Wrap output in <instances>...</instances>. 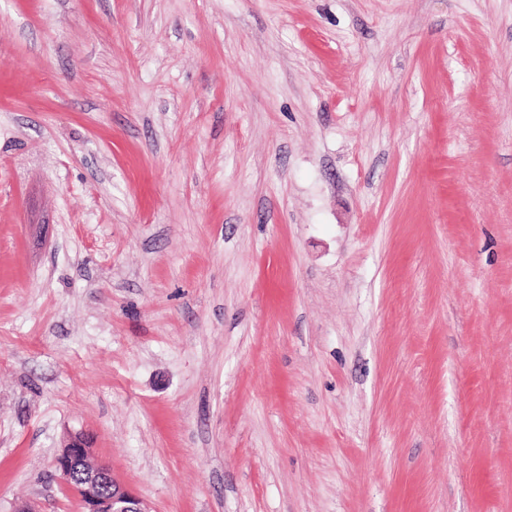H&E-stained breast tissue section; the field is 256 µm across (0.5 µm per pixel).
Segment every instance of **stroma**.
Wrapping results in <instances>:
<instances>
[{"instance_id":"obj_1","label":"stroma","mask_w":512,"mask_h":512,"mask_svg":"<svg viewBox=\"0 0 512 512\" xmlns=\"http://www.w3.org/2000/svg\"><path fill=\"white\" fill-rule=\"evenodd\" d=\"M512 512V0H0V512ZM56 464L65 482L78 494L84 512H151L134 492L116 480L107 466L91 461L90 444L83 436L69 437ZM104 488L108 492L104 493Z\"/></svg>"}]
</instances>
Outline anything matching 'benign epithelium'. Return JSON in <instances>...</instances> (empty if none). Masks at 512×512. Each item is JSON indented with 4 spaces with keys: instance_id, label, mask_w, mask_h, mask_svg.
Returning a JSON list of instances; mask_svg holds the SVG:
<instances>
[{
    "instance_id": "benign-epithelium-1",
    "label": "benign epithelium",
    "mask_w": 512,
    "mask_h": 512,
    "mask_svg": "<svg viewBox=\"0 0 512 512\" xmlns=\"http://www.w3.org/2000/svg\"><path fill=\"white\" fill-rule=\"evenodd\" d=\"M56 464L65 482L78 494L83 512H150L107 466L91 461L90 444L83 436L69 437Z\"/></svg>"
}]
</instances>
